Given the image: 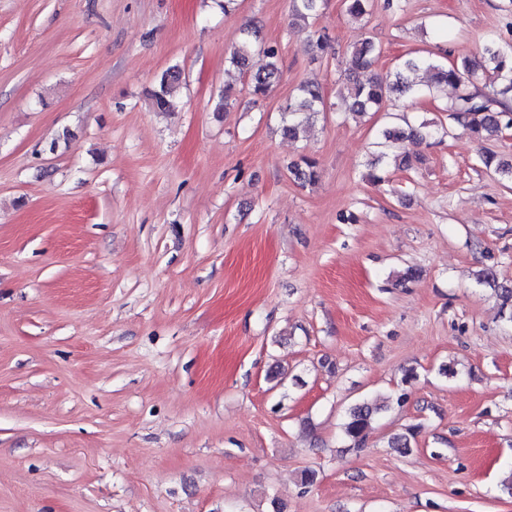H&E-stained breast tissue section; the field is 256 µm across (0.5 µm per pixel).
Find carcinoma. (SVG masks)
I'll return each mask as SVG.
<instances>
[{"label": "carcinoma", "mask_w": 512, "mask_h": 512, "mask_svg": "<svg viewBox=\"0 0 512 512\" xmlns=\"http://www.w3.org/2000/svg\"><path fill=\"white\" fill-rule=\"evenodd\" d=\"M348 13L363 18L372 9V0H345ZM325 0H293L294 16L307 21L322 14ZM316 51L322 55H335L330 36L316 30L312 34ZM380 56L379 46L370 38L362 40L344 56L346 90L350 101L347 111L356 114L377 112L384 102L392 98L417 100L426 94V89L451 88L454 95L446 111L452 119L472 137L483 140L502 135L512 128V45H502L494 40L487 42L478 61L468 57L446 64L430 55L408 53L400 59L395 70L385 75H375L365 83L357 80V74L371 69ZM231 66L248 75V87L255 100L269 97L279 84L282 71L279 66V49L273 43H260L253 35L248 37L231 54ZM183 82V70L171 64L159 75L155 88L149 94L150 107L159 113L171 112ZM325 111L324 93L319 83L306 82L298 87L281 108L282 132L292 139L304 136L313 120ZM435 129L428 123L407 128L387 127L380 132L379 146L383 151L371 163L369 178L381 180L380 166L390 158L402 169L412 167L410 156L396 149L406 141L425 142L434 138ZM486 167L505 182H512V164L494 160L487 155L483 159ZM289 172L301 184H313L319 178L316 159L302 156L288 166ZM383 406L375 401L364 402L351 408L343 433L348 447L359 449L372 428L375 416Z\"/></svg>", "instance_id": "obj_1"}]
</instances>
